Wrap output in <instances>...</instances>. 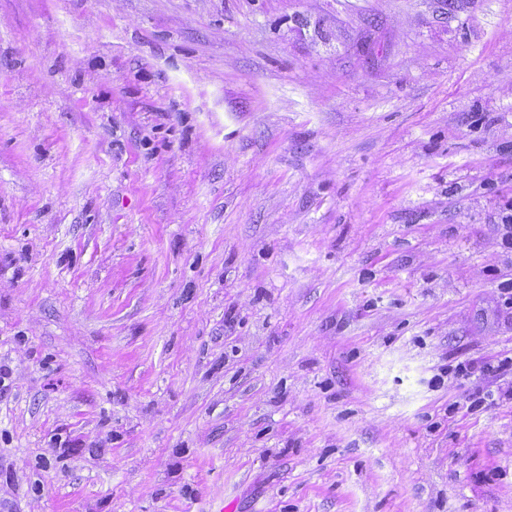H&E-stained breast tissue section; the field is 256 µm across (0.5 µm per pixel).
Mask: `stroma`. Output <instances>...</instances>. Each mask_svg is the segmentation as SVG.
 Instances as JSON below:
<instances>
[{
  "mask_svg": "<svg viewBox=\"0 0 512 512\" xmlns=\"http://www.w3.org/2000/svg\"><path fill=\"white\" fill-rule=\"evenodd\" d=\"M511 199L512 0H0V512H512Z\"/></svg>",
  "mask_w": 512,
  "mask_h": 512,
  "instance_id": "1",
  "label": "stroma"
}]
</instances>
